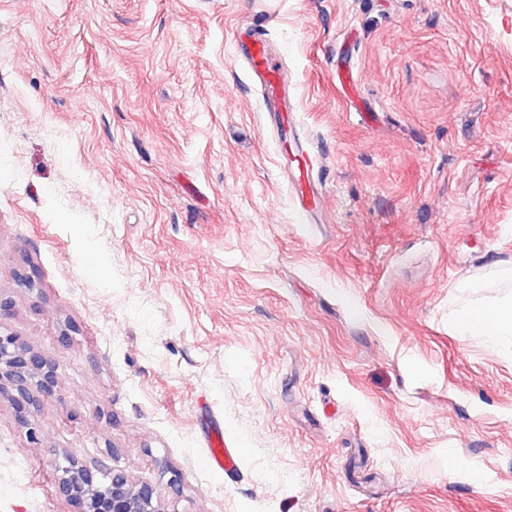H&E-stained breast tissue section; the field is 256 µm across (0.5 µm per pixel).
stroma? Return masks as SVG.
Segmentation results:
<instances>
[{"instance_id": "35a3bbf8", "label": "stroma", "mask_w": 512, "mask_h": 512, "mask_svg": "<svg viewBox=\"0 0 512 512\" xmlns=\"http://www.w3.org/2000/svg\"><path fill=\"white\" fill-rule=\"evenodd\" d=\"M242 25L324 155L311 223ZM503 264L512 0H0V331L60 380L37 446L0 393V512H74L73 457L163 512H512V356L449 325ZM207 446L206 462L214 474L226 478L239 471V448H232L224 439V429L218 427L210 430Z\"/></svg>"}]
</instances>
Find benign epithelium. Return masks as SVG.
Returning <instances> with one entry per match:
<instances>
[{"label":"benign epithelium","mask_w":512,"mask_h":512,"mask_svg":"<svg viewBox=\"0 0 512 512\" xmlns=\"http://www.w3.org/2000/svg\"><path fill=\"white\" fill-rule=\"evenodd\" d=\"M58 385L56 367L47 357L0 333V390L11 389L19 422L29 424L30 410L54 395ZM58 487L75 512H162L151 485L136 483L125 472L101 464L90 467L71 459Z\"/></svg>","instance_id":"benign-epithelium-1"}]
</instances>
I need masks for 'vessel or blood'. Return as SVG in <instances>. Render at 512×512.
<instances>
[{
	"label": "vessel or blood",
	"instance_id": "vessel-or-blood-1",
	"mask_svg": "<svg viewBox=\"0 0 512 512\" xmlns=\"http://www.w3.org/2000/svg\"><path fill=\"white\" fill-rule=\"evenodd\" d=\"M236 44L237 53L259 90L272 126L277 128L280 136L291 134L297 138V168L289 176L291 194L302 218H311L320 197L319 184L314 174L318 165V156L309 138L299 134L288 94L286 68L276 56L269 52L262 34L256 29L242 27ZM207 446L209 451L206 462L214 474L228 477L238 471L239 451L232 448L231 444L225 440L222 428L210 430Z\"/></svg>",
	"mask_w": 512,
	"mask_h": 512
}]
</instances>
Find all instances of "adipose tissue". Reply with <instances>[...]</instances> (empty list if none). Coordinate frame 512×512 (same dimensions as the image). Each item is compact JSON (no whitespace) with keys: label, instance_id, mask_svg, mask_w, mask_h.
Listing matches in <instances>:
<instances>
[{"label":"adipose tissue","instance_id":"adipose-tissue-1","mask_svg":"<svg viewBox=\"0 0 512 512\" xmlns=\"http://www.w3.org/2000/svg\"><path fill=\"white\" fill-rule=\"evenodd\" d=\"M451 324L462 337L478 336L512 355V294L455 312Z\"/></svg>","mask_w":512,"mask_h":512}]
</instances>
